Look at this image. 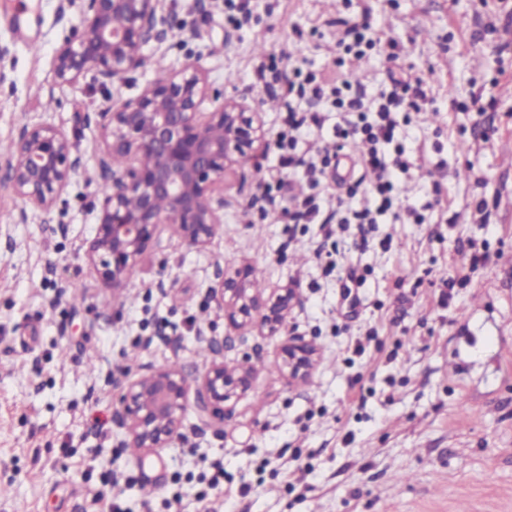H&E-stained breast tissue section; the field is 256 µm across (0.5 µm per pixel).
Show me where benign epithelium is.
<instances>
[{
  "label": "benign epithelium",
  "mask_w": 512,
  "mask_h": 512,
  "mask_svg": "<svg viewBox=\"0 0 512 512\" xmlns=\"http://www.w3.org/2000/svg\"><path fill=\"white\" fill-rule=\"evenodd\" d=\"M79 3L80 27L57 50L56 77L76 81L94 70L121 83L144 64L143 47L161 39V0H72ZM209 93L205 71L188 62L149 83L134 98L117 99L105 113L100 166L109 176L101 197L95 235L85 256L101 284L119 296L130 271L151 248L157 228L169 224L190 247H203L224 223V177L235 164L254 156L266 137L258 110L226 98L210 112L201 109ZM127 160L112 167V157ZM81 161L76 143L47 124L26 127L7 158V184L14 195L41 210L51 209L75 177ZM257 269L249 263L220 267L211 297L234 329L249 326L261 335L284 336L281 368L288 383L309 381L315 345L289 336L288 314L298 303L297 288L265 295L251 288ZM251 368L213 363L189 380L174 367L158 368L132 381L115 413L127 448H162L181 435L182 416L224 419V404L252 389Z\"/></svg>",
  "instance_id": "obj_1"
}]
</instances>
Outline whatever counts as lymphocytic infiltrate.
<instances>
[{
    "label": "lymphocytic infiltrate",
    "instance_id": "1",
    "mask_svg": "<svg viewBox=\"0 0 512 512\" xmlns=\"http://www.w3.org/2000/svg\"><path fill=\"white\" fill-rule=\"evenodd\" d=\"M369 21L344 22L336 36V72L330 77L302 74L294 70L292 77H283L278 68H271L272 81L287 80L288 102L284 125L275 134L277 162L263 174L266 191L263 201L272 206L289 205L291 218L298 224L335 225L337 231L351 236L354 245L366 244L367 235L379 216L415 214V207L399 195L397 184L408 175L413 163L398 140L400 118L421 112L425 92L417 81L393 79L390 91L366 96L360 83L350 79V58L364 56L366 50L379 47V39L367 37ZM335 114L333 132L342 141H361L367 148L362 159L371 181L364 190L376 206L354 210L336 194L324 200L284 198L287 173L304 167L312 183H319L329 166V154L320 152L316 138L324 128L327 114Z\"/></svg>",
    "mask_w": 512,
    "mask_h": 512
}]
</instances>
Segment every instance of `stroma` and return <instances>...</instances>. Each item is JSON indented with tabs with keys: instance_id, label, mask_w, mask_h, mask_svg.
<instances>
[{
	"instance_id": "1",
	"label": "stroma",
	"mask_w": 512,
	"mask_h": 512,
	"mask_svg": "<svg viewBox=\"0 0 512 512\" xmlns=\"http://www.w3.org/2000/svg\"><path fill=\"white\" fill-rule=\"evenodd\" d=\"M28 5L18 14L0 0V144L48 124L76 141L81 170L47 212L0 187V512H110L114 502L122 512H512V161L500 150L512 141V0H164V39L114 86L93 71L61 83L54 54L78 9ZM364 16L401 48L395 61L384 48L352 62L367 92L396 76L426 93L400 128L407 156L428 158L404 185L419 219L383 216L357 248L262 214L267 148L228 175L209 244L188 247L160 225L124 297H112L84 251L113 98L195 60L271 135L288 83L266 85L261 63L328 74L337 20ZM475 97L496 106L450 104ZM319 247L345 253L363 283L327 271ZM475 249L487 263L470 265ZM245 261L266 289H299L287 325L318 348L308 383L274 368L281 337L228 328L211 299L217 268ZM245 358L253 389L224 423L190 411L166 447L122 446L114 413L130 381L168 366L193 380L215 360ZM218 460L224 482L213 488Z\"/></svg>"
}]
</instances>
